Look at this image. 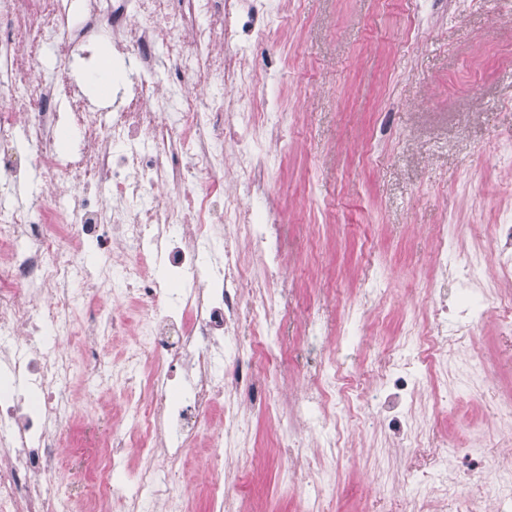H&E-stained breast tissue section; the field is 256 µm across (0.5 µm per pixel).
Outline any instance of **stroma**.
Listing matches in <instances>:
<instances>
[{"label": "stroma", "instance_id": "obj_1", "mask_svg": "<svg viewBox=\"0 0 512 512\" xmlns=\"http://www.w3.org/2000/svg\"><path fill=\"white\" fill-rule=\"evenodd\" d=\"M254 97L275 99L285 119L269 183L284 226L293 282L290 315L319 309L327 353L344 335L345 305L374 275L383 290L360 348L343 359L351 383L370 380L374 348L403 337L408 310L422 312L432 283L430 234L445 225L449 262L480 253L493 259L492 225L512 222V0H282L279 20L249 50ZM481 369L501 399H512V339L492 322L473 327ZM254 340L256 369L293 392L305 386L297 331L282 355ZM76 412L82 420L59 463L60 485L81 507L87 468L112 423V394L86 382L76 355ZM449 400L463 405L424 418L439 440L490 417L461 376L448 377ZM250 418L257 456L235 462L241 512H295L299 496L276 445L275 425ZM353 446L333 469L327 512H403L433 449L395 453L371 421L349 427Z\"/></svg>", "mask_w": 512, "mask_h": 512}]
</instances>
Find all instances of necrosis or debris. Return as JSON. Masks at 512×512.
Instances as JSON below:
<instances>
[{
	"label": "necrosis or debris",
	"instance_id": "4bbe7bcc",
	"mask_svg": "<svg viewBox=\"0 0 512 512\" xmlns=\"http://www.w3.org/2000/svg\"><path fill=\"white\" fill-rule=\"evenodd\" d=\"M0 0V186L11 189L30 171L45 179L28 202L0 209V512H65L54 476L76 420L73 358L60 346L80 337L88 359L108 336L140 334L118 361L97 365L88 382L119 390L124 414L91 471L96 492L112 512H183L189 494L169 473L184 467L200 423L223 410L224 425L210 440V469L226 470L248 455L247 412L272 413L281 404L278 381L257 379L256 336L282 342L287 318L276 300L288 295L282 232L267 197L269 155L277 151L281 112L241 111L236 87L249 74L246 49L228 19L272 13L278 0ZM102 39L112 44V88L106 109L92 108L65 66L77 48ZM203 81L227 96L189 90ZM271 134L256 149V131ZM28 147L16 157L18 139ZM247 176L257 205L239 223L237 190L225 187L227 160ZM498 250L488 279L476 278L477 257L449 265L448 239L436 241L428 323L412 321L402 341L373 360L376 382L349 392L334 365L318 357L325 335L319 314L300 325L308 384L290 402L292 417L280 435L288 467L302 472L316 447L321 474L332 469L340 446L338 404L360 403L389 447L436 436L418 417L440 411L444 399L426 391L416 350L431 352L447 372L474 323L491 320L512 330V224L494 227ZM259 257L266 279H250L235 249ZM112 258L102 265L92 251ZM279 281L271 295V281ZM112 285V305L101 286ZM88 316L77 321L74 312ZM257 395L243 399L242 392ZM495 419V443L462 432L441 457L452 465L421 472L405 512H445L441 492L458 485L456 459L488 473L494 495L480 512H512V403L493 390L482 395ZM136 452V487L119 465Z\"/></svg>",
	"mask_w": 512,
	"mask_h": 512
}]
</instances>
